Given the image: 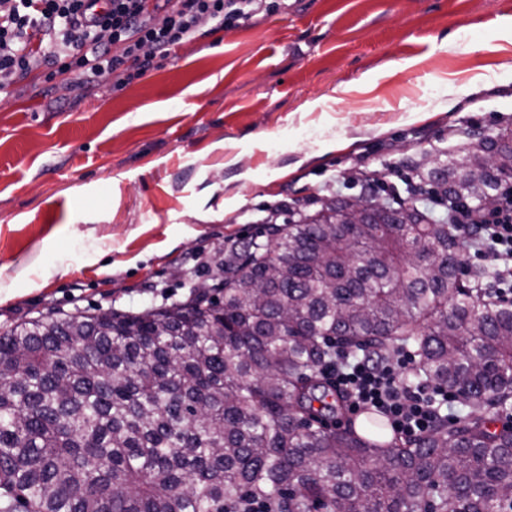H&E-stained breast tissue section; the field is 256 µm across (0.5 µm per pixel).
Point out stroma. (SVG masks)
Instances as JSON below:
<instances>
[{"label":"stroma","instance_id":"35a3bbf8","mask_svg":"<svg viewBox=\"0 0 512 512\" xmlns=\"http://www.w3.org/2000/svg\"><path fill=\"white\" fill-rule=\"evenodd\" d=\"M211 27L120 88L0 77V331L182 300L281 207L402 193L512 131V0H282Z\"/></svg>","mask_w":512,"mask_h":512}]
</instances>
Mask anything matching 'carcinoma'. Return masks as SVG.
<instances>
[{
  "mask_svg": "<svg viewBox=\"0 0 512 512\" xmlns=\"http://www.w3.org/2000/svg\"><path fill=\"white\" fill-rule=\"evenodd\" d=\"M512 134L427 173L480 205ZM349 198L216 255L224 283L134 313L50 310L0 333V512H512V428L442 420L411 442L329 429L336 354L411 346L406 381L512 400V303L446 218ZM453 490V497L445 492Z\"/></svg>",
  "mask_w": 512,
  "mask_h": 512,
  "instance_id": "cac0c4a2",
  "label": "carcinoma"
}]
</instances>
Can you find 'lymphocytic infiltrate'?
Listing matches in <instances>:
<instances>
[{"mask_svg": "<svg viewBox=\"0 0 512 512\" xmlns=\"http://www.w3.org/2000/svg\"><path fill=\"white\" fill-rule=\"evenodd\" d=\"M259 0H0V72L27 77L45 70L46 80L90 86L106 74L118 84L142 76L152 56L196 33L208 20L214 31L250 19ZM163 22H156L157 12ZM49 40L34 50L32 40ZM495 210L466 203L449 206L457 230L466 231L475 257L496 269L491 295H512V185L502 186ZM415 357L404 352L388 361L377 354L337 363L326 375L349 410L372 407L386 415L398 438L416 440L439 422L441 406L460 402L461 394L423 382L401 385L414 370Z\"/></svg>", "mask_w": 512, "mask_h": 512, "instance_id": "obj_1", "label": "lymphocytic infiltrate"}]
</instances>
